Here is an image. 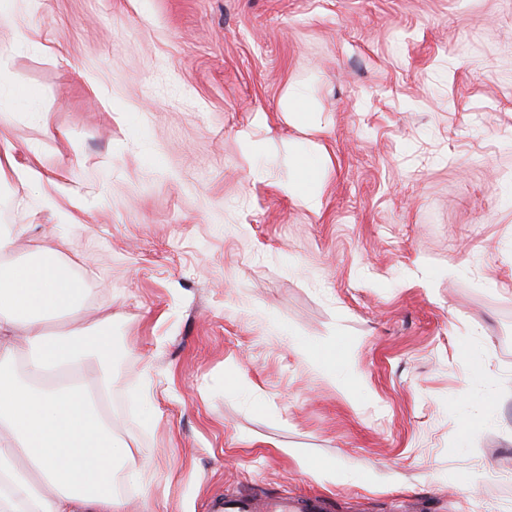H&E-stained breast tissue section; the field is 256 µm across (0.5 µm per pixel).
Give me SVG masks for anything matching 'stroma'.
<instances>
[{
  "label": "stroma",
  "mask_w": 512,
  "mask_h": 512,
  "mask_svg": "<svg viewBox=\"0 0 512 512\" xmlns=\"http://www.w3.org/2000/svg\"><path fill=\"white\" fill-rule=\"evenodd\" d=\"M0 10V225L112 307L127 512H512V0ZM312 152L316 211L283 190ZM283 112H287L289 119L294 121H309L313 112L310 98L306 90L299 86H291L285 96ZM212 509V512H293L296 503L247 495L232 500L218 499L213 502Z\"/></svg>",
  "instance_id": "obj_1"
}]
</instances>
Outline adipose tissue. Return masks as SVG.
Here are the masks:
<instances>
[{"instance_id":"obj_1","label":"adipose tissue","mask_w":512,"mask_h":512,"mask_svg":"<svg viewBox=\"0 0 512 512\" xmlns=\"http://www.w3.org/2000/svg\"><path fill=\"white\" fill-rule=\"evenodd\" d=\"M0 226V512H125L113 493L123 450L99 401L112 389V310L81 320L84 279L59 246L17 253ZM95 363L97 379L78 372Z\"/></svg>"}]
</instances>
